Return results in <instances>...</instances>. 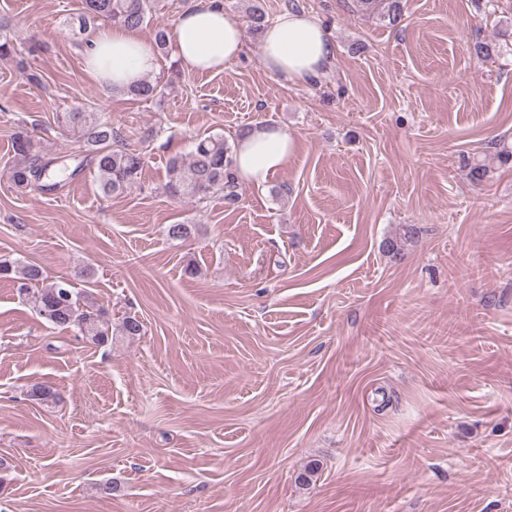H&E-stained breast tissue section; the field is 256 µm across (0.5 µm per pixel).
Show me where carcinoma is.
Wrapping results in <instances>:
<instances>
[{"instance_id": "cac0c4a2", "label": "carcinoma", "mask_w": 512, "mask_h": 512, "mask_svg": "<svg viewBox=\"0 0 512 512\" xmlns=\"http://www.w3.org/2000/svg\"><path fill=\"white\" fill-rule=\"evenodd\" d=\"M361 10L381 21L397 24L402 18V0H358ZM153 0H82V19L86 22L102 19L113 25L139 28L151 16ZM251 18L250 34L256 35L267 25L266 15L259 0L249 6ZM124 92L139 98L149 99L162 93L158 85L147 79L124 89ZM62 129L79 134L86 152L91 155L101 192L107 196L122 193L137 183L144 166V155L135 150L113 146L117 133L112 121L103 112H65L59 117ZM15 152L23 157L10 171V178L19 187L35 186L46 192L58 189L63 178L55 168L57 162L44 161L31 153V141L24 135L14 139ZM512 160V150L506 148L467 160L470 181L479 186L489 177L494 163ZM169 169L172 177L167 185L173 196L191 197L199 201L220 194L227 204H236L238 179L233 169V151L221 136H209L195 142L189 157L174 156ZM195 230L193 224H171L167 235L173 241L189 239ZM413 225L402 226L398 236L385 241L387 252L397 256L402 244L418 235ZM0 278H8L18 284L22 294H28L29 286L44 283L36 289L32 301L39 316L57 328L76 329L91 343L105 345L113 333L121 336L141 335L143 325L135 317L123 318L117 329H112V320L105 312L96 308L89 298L75 291L70 280L59 278L50 283L42 269L19 259H0Z\"/></svg>"}]
</instances>
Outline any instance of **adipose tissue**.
<instances>
[{
    "instance_id": "adipose-tissue-1",
    "label": "adipose tissue",
    "mask_w": 512,
    "mask_h": 512,
    "mask_svg": "<svg viewBox=\"0 0 512 512\" xmlns=\"http://www.w3.org/2000/svg\"><path fill=\"white\" fill-rule=\"evenodd\" d=\"M246 33L227 12L223 0H189L175 18L173 53L189 74L220 73L236 61ZM337 46L321 23L305 12L281 13L262 34L261 56L267 71L293 83H307L332 64ZM88 71L105 85L122 89L157 70L150 44L135 29L107 25L85 49ZM294 151V141L282 128L257 124L234 149V172L257 185L282 169Z\"/></svg>"
}]
</instances>
